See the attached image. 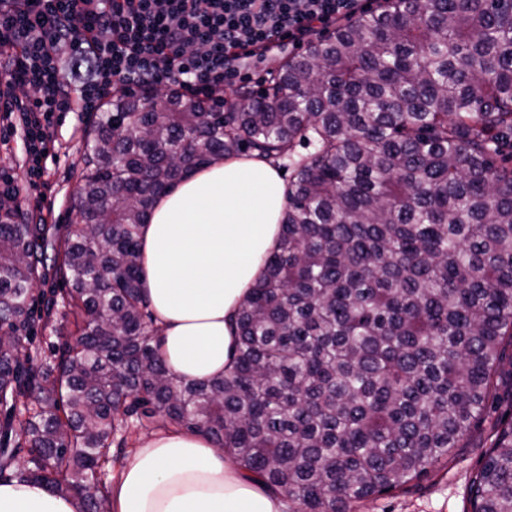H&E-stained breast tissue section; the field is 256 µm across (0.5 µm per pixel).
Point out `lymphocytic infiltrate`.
<instances>
[{"label": "lymphocytic infiltrate", "instance_id": "1", "mask_svg": "<svg viewBox=\"0 0 512 512\" xmlns=\"http://www.w3.org/2000/svg\"><path fill=\"white\" fill-rule=\"evenodd\" d=\"M365 0H0V124L21 121L29 172L54 156L57 113L97 111L112 89L163 81L212 101L268 62L360 12ZM69 60L78 83L60 75ZM32 88L36 98L16 96Z\"/></svg>", "mask_w": 512, "mask_h": 512}]
</instances>
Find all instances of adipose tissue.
Returning a JSON list of instances; mask_svg holds the SVG:
<instances>
[{"mask_svg": "<svg viewBox=\"0 0 512 512\" xmlns=\"http://www.w3.org/2000/svg\"><path fill=\"white\" fill-rule=\"evenodd\" d=\"M285 204L278 169L255 158L190 172L158 198L142 228V264L174 374L206 382L228 368L232 322L277 245ZM0 512L80 508L44 483L5 479ZM111 512H282V502L209 438L168 430L134 450L112 485Z\"/></svg>", "mask_w": 512, "mask_h": 512, "instance_id": "adipose-tissue-1", "label": "adipose tissue"}]
</instances>
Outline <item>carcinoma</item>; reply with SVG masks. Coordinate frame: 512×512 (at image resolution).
<instances>
[{
	"instance_id": "1",
	"label": "carcinoma",
	"mask_w": 512,
	"mask_h": 512,
	"mask_svg": "<svg viewBox=\"0 0 512 512\" xmlns=\"http://www.w3.org/2000/svg\"><path fill=\"white\" fill-rule=\"evenodd\" d=\"M147 102L97 115L64 242L0 199V472L22 454L19 479L80 497L134 416L209 437L294 512H352L447 466L491 394L512 404V0H381L227 112ZM239 155L288 163L282 231L230 369L197 382L162 354L140 228L185 174ZM58 277L77 337L36 366L57 290L33 287ZM469 502L512 512V419Z\"/></svg>"
}]
</instances>
